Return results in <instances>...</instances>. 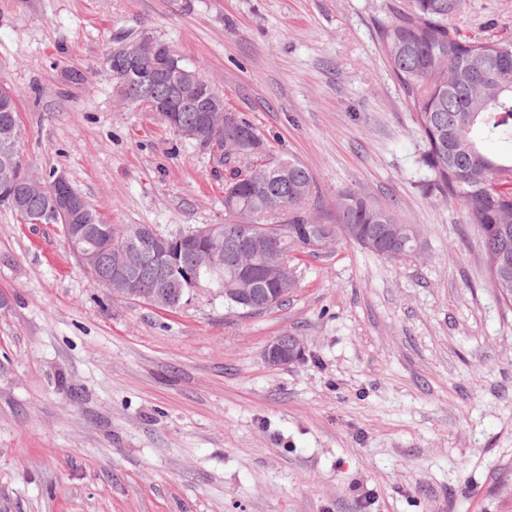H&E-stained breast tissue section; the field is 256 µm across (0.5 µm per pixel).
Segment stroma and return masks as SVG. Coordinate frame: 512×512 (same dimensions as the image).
Masks as SVG:
<instances>
[{"instance_id": "obj_1", "label": "stroma", "mask_w": 512, "mask_h": 512, "mask_svg": "<svg viewBox=\"0 0 512 512\" xmlns=\"http://www.w3.org/2000/svg\"><path fill=\"white\" fill-rule=\"evenodd\" d=\"M390 0H0V85L40 178L104 220L177 233L224 221V170L105 67L120 36L169 45L322 212L395 206L414 255L349 240L296 264L250 316L197 288L173 311L93 285L57 224L0 204V512H512V307L422 147L384 61ZM466 34L512 37V0H463ZM298 336L302 360L268 366ZM304 345L298 336H293L290 348L283 345L280 336H277L266 346L264 360L270 367H281L298 362L303 358Z\"/></svg>"}]
</instances>
